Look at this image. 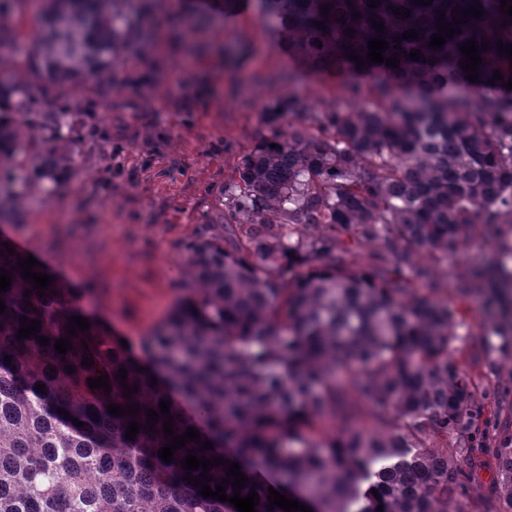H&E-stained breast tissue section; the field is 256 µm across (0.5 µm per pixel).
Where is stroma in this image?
<instances>
[{"label": "stroma", "instance_id": "1", "mask_svg": "<svg viewBox=\"0 0 512 512\" xmlns=\"http://www.w3.org/2000/svg\"><path fill=\"white\" fill-rule=\"evenodd\" d=\"M182 7L197 21L194 36L167 19L162 48L126 52L118 66L126 84L113 94L119 106L90 99L97 132L68 173L49 187L35 181L30 163L14 181L16 193L37 204L23 207L9 234L78 288L84 312L135 345L193 287L184 245L217 217L240 154L265 131L264 106L291 94L336 100L335 85L310 73L290 84L275 80L288 57L255 10L228 21L223 9L196 0ZM467 269L483 280L458 332L483 358V383L512 390V332L502 330L487 290L512 272V257L478 240L448 263L447 277Z\"/></svg>", "mask_w": 512, "mask_h": 512}]
</instances>
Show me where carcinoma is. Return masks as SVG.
<instances>
[{
  "mask_svg": "<svg viewBox=\"0 0 512 512\" xmlns=\"http://www.w3.org/2000/svg\"><path fill=\"white\" fill-rule=\"evenodd\" d=\"M29 2L0 0V50L15 46L12 21ZM39 2L29 79L0 80L1 224L17 222L20 154L41 158L43 181L69 170L84 142L78 93L108 97L124 46L156 45L150 23L117 25L132 0ZM369 2L254 0L299 64L276 78L320 75L336 82L339 103L319 109L290 95L265 106L268 134L224 184L220 223L185 244L200 288L139 346L123 347L107 322L90 317L67 354L55 351L69 317L85 316L78 292L55 280L46 295L24 296L25 253L8 254L0 238V268L13 278L0 293V512H238L184 480L189 453L240 465L248 477L240 494L255 489L258 512H268L270 487L316 512H464L471 475L459 461L484 466L490 457L492 485L504 494L474 512H512V426L491 420L498 393L457 346L470 289L461 278L450 294L436 277L479 236L512 250L502 229L512 226V90L502 89L512 63L498 49L512 43V17L501 16L500 0ZM457 5L484 15L428 48ZM394 7L411 14L403 20ZM410 29L419 39L394 40ZM378 36L389 42L383 58L398 57V67L346 58L352 49L368 54L367 40ZM470 39L488 44L476 83L460 67ZM414 49L418 61L404 55ZM497 70L504 80L487 94ZM360 71L369 83L356 81ZM460 81L475 93L448 94ZM362 96L371 107L348 111ZM309 227L323 234L308 239ZM22 316L41 328L19 340ZM85 357L94 365L83 366ZM121 367L138 386L129 400L115 379ZM105 374L110 394L89 388L87 379ZM162 400L173 432L194 427L202 440L171 463L158 455L168 444L164 418L144 428L146 410ZM129 403L138 415L107 411ZM132 421L143 428L131 441Z\"/></svg>",
  "mask_w": 512,
  "mask_h": 512,
  "instance_id": "obj_1",
  "label": "carcinoma"
}]
</instances>
